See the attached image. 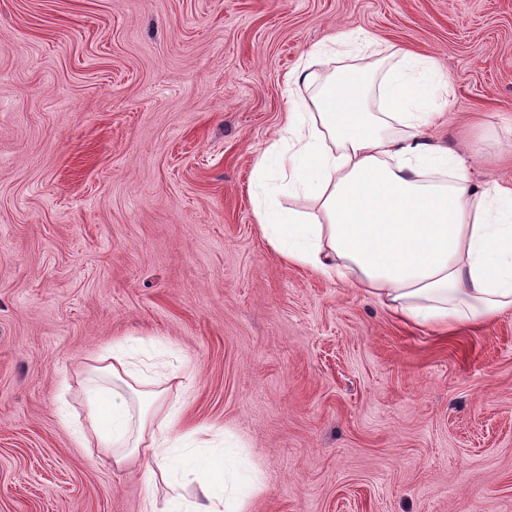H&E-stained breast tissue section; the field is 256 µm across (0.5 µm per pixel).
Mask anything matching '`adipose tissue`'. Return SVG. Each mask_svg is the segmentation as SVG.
<instances>
[{
	"label": "adipose tissue",
	"instance_id": "obj_1",
	"mask_svg": "<svg viewBox=\"0 0 512 512\" xmlns=\"http://www.w3.org/2000/svg\"><path fill=\"white\" fill-rule=\"evenodd\" d=\"M353 63L324 76L315 64L334 49L307 53L288 72L294 102L277 140L255 169V211L269 244L285 261L339 281L396 318L448 329L512 312V187H479L464 160L433 145L426 128L450 81L432 59L352 32L342 40ZM314 199L317 209L274 208L281 188ZM113 388L86 389V428L114 466L139 457L148 478L170 489L165 510L147 500L143 512H180L179 463L204 439L180 446L181 413L154 425L135 417L124 393L143 375L124 345L105 366Z\"/></svg>",
	"mask_w": 512,
	"mask_h": 512
}]
</instances>
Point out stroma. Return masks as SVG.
I'll return each mask as SVG.
<instances>
[{"mask_svg": "<svg viewBox=\"0 0 512 512\" xmlns=\"http://www.w3.org/2000/svg\"><path fill=\"white\" fill-rule=\"evenodd\" d=\"M350 31L451 78L432 142L512 185V0H0V512L163 498L73 433L117 343L244 512H512V312L442 333L288 264L254 211L286 74Z\"/></svg>", "mask_w": 512, "mask_h": 512, "instance_id": "35a3bbf8", "label": "stroma"}]
</instances>
